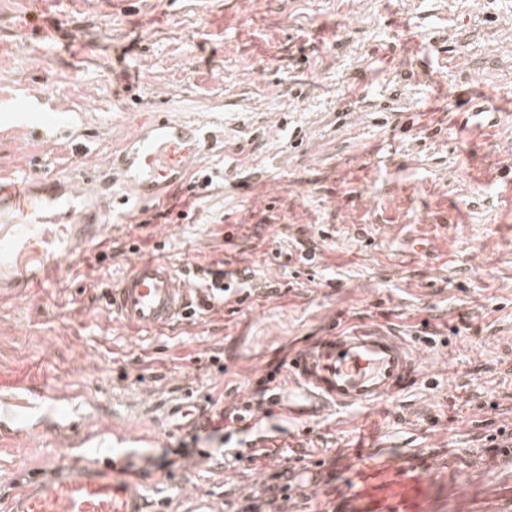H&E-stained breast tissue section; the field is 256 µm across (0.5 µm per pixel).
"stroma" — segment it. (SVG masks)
<instances>
[{
  "mask_svg": "<svg viewBox=\"0 0 512 512\" xmlns=\"http://www.w3.org/2000/svg\"><path fill=\"white\" fill-rule=\"evenodd\" d=\"M475 93L500 122L466 123ZM156 112L223 134L191 165L214 184L188 218L132 198L43 287L23 285L35 262L0 272V421L28 426L0 433V504L105 448L165 512H233L255 476L222 437L203 464L156 467L190 440L189 405L247 401L284 350L383 325L419 348L418 381L268 418L295 482L328 512H512V460L485 464L512 432V0H0L1 177L105 170ZM155 255L241 264L253 292L124 325L98 293ZM375 456L422 483L388 497Z\"/></svg>",
  "mask_w": 512,
  "mask_h": 512,
  "instance_id": "obj_1",
  "label": "stroma"
}]
</instances>
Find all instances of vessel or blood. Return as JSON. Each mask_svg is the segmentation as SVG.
<instances>
[{"instance_id": "obj_1", "label": "vessel or blood", "mask_w": 512, "mask_h": 512, "mask_svg": "<svg viewBox=\"0 0 512 512\" xmlns=\"http://www.w3.org/2000/svg\"><path fill=\"white\" fill-rule=\"evenodd\" d=\"M201 151L199 129L189 121L156 115L112 158V177H44L22 182L0 179V267L12 269L32 256L50 263L96 237L113 204L126 192L146 203L166 183L187 182L190 162ZM65 224L66 237L45 240L43 227ZM189 286L163 257L133 265L111 293L112 309L126 323L158 328L172 322L188 302ZM418 369L409 344L390 329H341L309 342L288 360V392L304 396L306 416L325 406L368 405L399 393ZM6 512H148L141 480L101 457L81 466H60L20 489Z\"/></svg>"}]
</instances>
